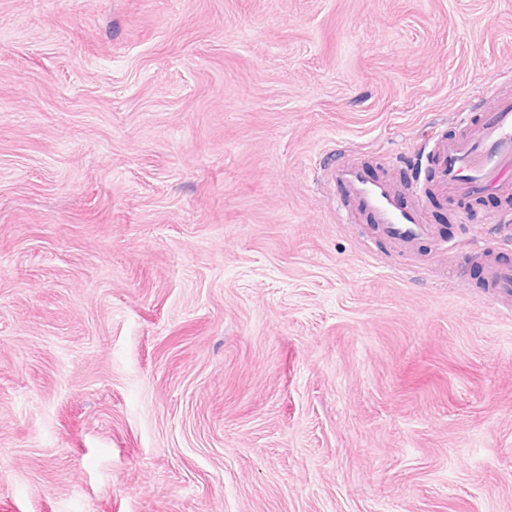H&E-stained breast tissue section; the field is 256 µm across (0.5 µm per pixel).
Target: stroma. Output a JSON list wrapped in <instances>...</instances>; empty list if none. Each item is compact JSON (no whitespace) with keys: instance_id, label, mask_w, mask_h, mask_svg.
Masks as SVG:
<instances>
[{"instance_id":"obj_1","label":"stroma","mask_w":512,"mask_h":512,"mask_svg":"<svg viewBox=\"0 0 512 512\" xmlns=\"http://www.w3.org/2000/svg\"><path fill=\"white\" fill-rule=\"evenodd\" d=\"M512 0H0V512H512V314L316 190L432 180Z\"/></svg>"}]
</instances>
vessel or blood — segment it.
Returning a JSON list of instances; mask_svg holds the SVG:
<instances>
[{
	"label": "vessel or blood",
	"mask_w": 512,
	"mask_h": 512,
	"mask_svg": "<svg viewBox=\"0 0 512 512\" xmlns=\"http://www.w3.org/2000/svg\"><path fill=\"white\" fill-rule=\"evenodd\" d=\"M460 134L436 140L432 146L438 175L424 188L400 186L391 176L375 175L358 156L329 159L323 183L338 200L351 203L338 221L363 220L382 239L403 252L439 232L428 221L427 201L487 195L500 202V217L512 215V94L496 93L493 107L462 122ZM486 237L472 234L467 240L471 263L481 266L486 288L504 309H512V265L492 258Z\"/></svg>",
	"instance_id": "b4317fda"
}]
</instances>
